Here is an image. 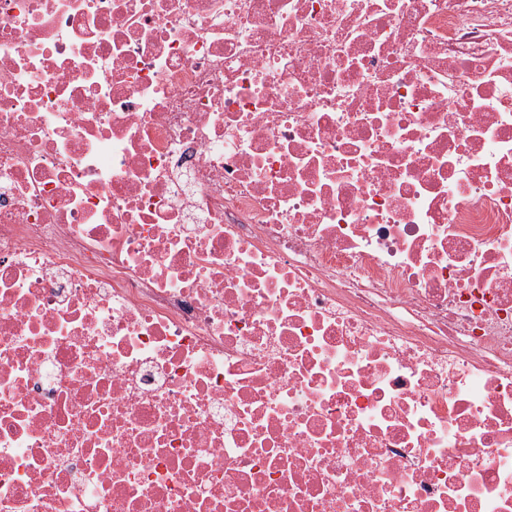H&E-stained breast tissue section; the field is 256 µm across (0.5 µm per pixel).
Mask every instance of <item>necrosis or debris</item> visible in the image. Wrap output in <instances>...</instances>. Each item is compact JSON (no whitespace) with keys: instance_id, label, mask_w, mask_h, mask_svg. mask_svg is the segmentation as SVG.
<instances>
[{"instance_id":"obj_1","label":"necrosis or debris","mask_w":512,"mask_h":512,"mask_svg":"<svg viewBox=\"0 0 512 512\" xmlns=\"http://www.w3.org/2000/svg\"><path fill=\"white\" fill-rule=\"evenodd\" d=\"M0 512H512V0H0Z\"/></svg>"}]
</instances>
